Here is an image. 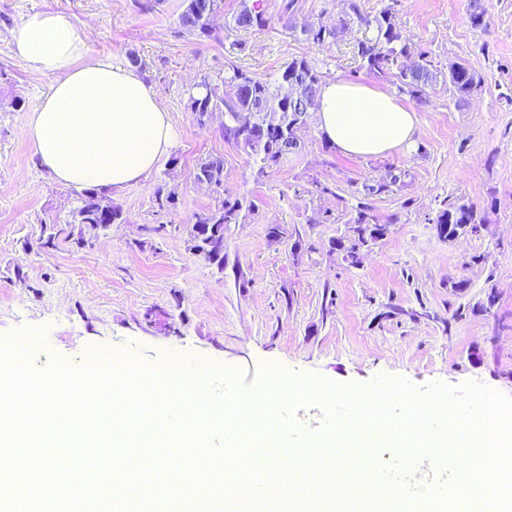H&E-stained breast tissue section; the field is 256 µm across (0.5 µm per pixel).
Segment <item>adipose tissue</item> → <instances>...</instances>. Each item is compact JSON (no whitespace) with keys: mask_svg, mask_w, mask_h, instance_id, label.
I'll use <instances>...</instances> for the list:
<instances>
[{"mask_svg":"<svg viewBox=\"0 0 512 512\" xmlns=\"http://www.w3.org/2000/svg\"><path fill=\"white\" fill-rule=\"evenodd\" d=\"M12 50L51 79L26 134L57 182L79 192L121 191L169 155L175 131L154 88L135 67L92 55L69 15L30 14L13 33ZM318 98L317 130L342 155L383 157L418 134L416 111L369 85L330 81Z\"/></svg>","mask_w":512,"mask_h":512,"instance_id":"adipose-tissue-1","label":"adipose tissue"}]
</instances>
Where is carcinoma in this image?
I'll list each match as a JSON object with an SVG mask.
<instances>
[{
  "label": "carcinoma",
  "instance_id": "1",
  "mask_svg": "<svg viewBox=\"0 0 512 512\" xmlns=\"http://www.w3.org/2000/svg\"><path fill=\"white\" fill-rule=\"evenodd\" d=\"M263 0H239L238 8L228 24L231 31L262 29L268 25ZM346 10L336 26L329 28L321 22L299 20L296 0H285L283 16L289 28L307 41L318 45L336 40L338 30L349 19L357 21L371 32V36L357 44L361 67L377 77L390 79L399 93L408 96L421 108L431 105L437 87L452 88L454 104L461 108L482 91L484 79L462 61L442 65L432 59L429 51L414 46L401 34L396 10L385 5L377 15L370 16L361 9L360 0H342ZM224 11V0H184L178 25L186 35L203 41L213 35L212 22ZM486 8L483 0H468L467 18L474 27L484 25ZM323 84L322 72L304 57H294L278 72L260 77L243 69L227 58L224 61V79L213 84L208 79L196 83L188 92V108L197 123L205 126L216 111L224 112V141L234 145L249 158L254 181L259 182L286 163L281 158L280 142L288 141L306 120L307 114L317 111L319 88ZM408 173L388 166L382 181L363 184V200L351 208V235L338 242L351 263L359 262L355 248L371 245L383 239L389 226L397 223L392 214L379 222L366 200L382 196L406 186ZM195 183L201 189L215 194V203L201 209L192 217L189 232V250L218 272H224V250L210 247V232L217 227L226 230L231 224H240L255 210V203L247 196L231 197L224 194V157L208 155L198 160ZM106 193L97 189L83 191L71 211L69 224L96 229L107 224H125L128 217L119 205L103 204ZM178 200L175 189L162 181L155 191L159 209H172ZM479 220L471 204L458 200L444 202L437 212L434 224L443 239H453L463 232H475ZM64 230L54 221L42 226L40 247L56 246Z\"/></svg>",
  "mask_w": 512,
  "mask_h": 512
}]
</instances>
